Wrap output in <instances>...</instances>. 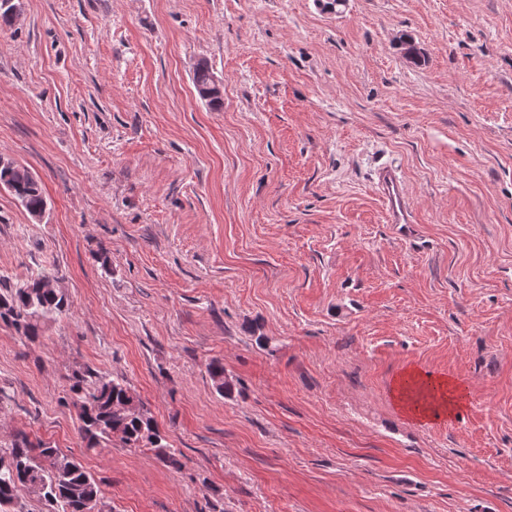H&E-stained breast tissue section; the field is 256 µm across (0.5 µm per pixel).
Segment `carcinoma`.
Instances as JSON below:
<instances>
[{
    "instance_id": "cac0c4a2",
    "label": "carcinoma",
    "mask_w": 512,
    "mask_h": 512,
    "mask_svg": "<svg viewBox=\"0 0 512 512\" xmlns=\"http://www.w3.org/2000/svg\"><path fill=\"white\" fill-rule=\"evenodd\" d=\"M194 84L199 97L213 108L224 105L221 93L211 92L213 69L198 64ZM0 187L8 190L29 215L46 207L39 181L31 171L15 164L0 168ZM52 273L42 270L9 287L0 288V322L29 341L42 335L48 322L69 310V300L58 291L41 287ZM214 386L222 395L232 393L224 365L209 366ZM73 405L78 409L86 447L107 448L118 440L129 448H146L176 467L179 460L160 433L153 417L128 384L86 368L68 376ZM25 492L46 506V512H89L100 503L101 490L94 477L75 459L42 440L23 438L0 448V512H17L19 494Z\"/></svg>"
}]
</instances>
